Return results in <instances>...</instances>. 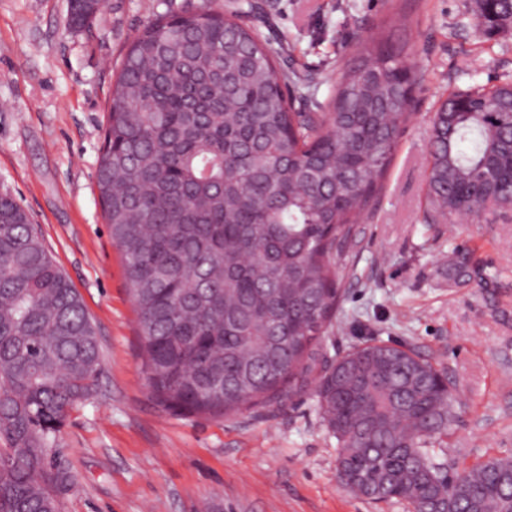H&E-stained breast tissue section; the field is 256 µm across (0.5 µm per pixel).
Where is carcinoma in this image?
I'll list each match as a JSON object with an SVG mask.
<instances>
[{"instance_id":"1","label":"carcinoma","mask_w":512,"mask_h":512,"mask_svg":"<svg viewBox=\"0 0 512 512\" xmlns=\"http://www.w3.org/2000/svg\"><path fill=\"white\" fill-rule=\"evenodd\" d=\"M478 29L512 24L483 0ZM244 0L166 12L121 54L96 182L122 251L155 403L224 416L304 386L338 293L332 265L388 169L415 79L388 39L358 48L322 112H298ZM96 11L81 0L72 26ZM506 81L443 100L427 195L454 221L512 206ZM101 352L77 291L29 215L0 193V512H62L71 471L51 463L68 413L96 390ZM319 407L354 494L412 512H512V457L449 473L432 453L453 417L448 379L402 346L323 361Z\"/></svg>"}]
</instances>
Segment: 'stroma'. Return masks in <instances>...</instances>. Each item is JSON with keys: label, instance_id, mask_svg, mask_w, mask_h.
I'll return each mask as SVG.
<instances>
[{"label": "stroma", "instance_id": "35a3bbf8", "mask_svg": "<svg viewBox=\"0 0 512 512\" xmlns=\"http://www.w3.org/2000/svg\"><path fill=\"white\" fill-rule=\"evenodd\" d=\"M248 17L314 109L360 45L406 43L414 115L383 187L337 258L339 301L319 357L398 344L443 369L453 421L434 451L449 471L512 456V207L437 217L427 197L441 99L512 79V27L477 29V0H257ZM206 0H105L72 30L68 0H0V192L37 224L100 342L96 394L70 412L55 460L75 478L62 512H412L350 493L338 442L306 385L228 417L157 407L142 372L124 260L96 171L115 63L159 13ZM408 19L400 24L394 11Z\"/></svg>", "mask_w": 512, "mask_h": 512}]
</instances>
